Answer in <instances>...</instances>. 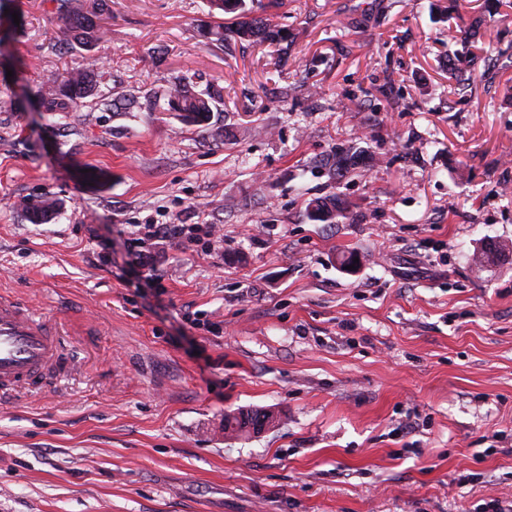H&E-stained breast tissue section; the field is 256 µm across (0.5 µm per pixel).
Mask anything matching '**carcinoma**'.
Returning <instances> with one entry per match:
<instances>
[{
    "instance_id": "1",
    "label": "carcinoma",
    "mask_w": 512,
    "mask_h": 512,
    "mask_svg": "<svg viewBox=\"0 0 512 512\" xmlns=\"http://www.w3.org/2000/svg\"><path fill=\"white\" fill-rule=\"evenodd\" d=\"M59 15L65 20L72 40L90 51L101 39L96 19L104 12L106 0H58ZM210 10L230 15L229 21H220L202 27L203 36L219 43L230 41L280 46L291 39L288 29L273 24L270 19L257 14L262 4L247 6L246 0H208ZM91 60L82 70L73 71L48 86L40 88L37 98L47 112H66L82 99L98 95L94 66ZM217 97L210 90H197L189 83L178 80L169 90L165 105L180 119L193 126H208L217 108ZM30 219L39 223L55 210V203L43 201L27 204ZM344 202L336 197L314 200L309 203L308 217L323 224H337L346 217ZM249 415L242 412L224 415V430L236 434L247 433Z\"/></svg>"
}]
</instances>
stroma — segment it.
<instances>
[{
  "label": "stroma",
  "instance_id": "stroma-1",
  "mask_svg": "<svg viewBox=\"0 0 512 512\" xmlns=\"http://www.w3.org/2000/svg\"><path fill=\"white\" fill-rule=\"evenodd\" d=\"M107 4L89 52L54 0H0V295L79 361L0 398V512H512V0H281L284 54L203 37L205 0ZM91 58L137 109L42 111ZM180 78L225 139L154 109ZM329 195L346 219L310 221ZM138 224L224 246L159 247L151 287ZM254 410L276 426L225 435ZM208 224H138L135 237L128 239L127 249L133 261L148 269L147 278L151 283H160L161 275L155 265L153 252L146 249V242L153 246L172 243L183 250L190 249L191 244L200 240V234L211 237L212 230Z\"/></svg>",
  "mask_w": 512,
  "mask_h": 512
}]
</instances>
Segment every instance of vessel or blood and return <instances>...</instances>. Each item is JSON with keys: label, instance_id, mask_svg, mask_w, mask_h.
<instances>
[{"label": "vessel or blood", "instance_id": "obj_1", "mask_svg": "<svg viewBox=\"0 0 512 512\" xmlns=\"http://www.w3.org/2000/svg\"><path fill=\"white\" fill-rule=\"evenodd\" d=\"M73 366L56 329L30 307L0 296V397L62 380Z\"/></svg>", "mask_w": 512, "mask_h": 512}]
</instances>
